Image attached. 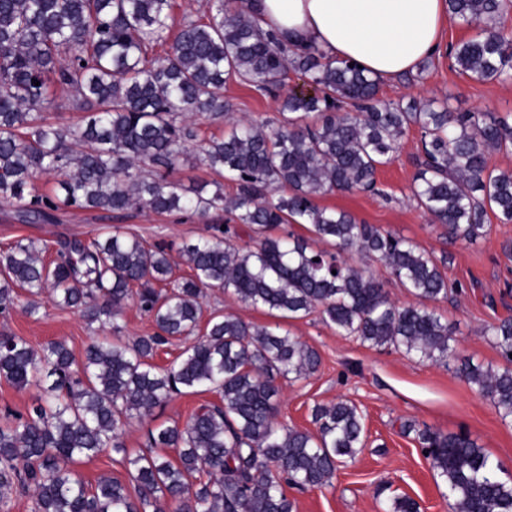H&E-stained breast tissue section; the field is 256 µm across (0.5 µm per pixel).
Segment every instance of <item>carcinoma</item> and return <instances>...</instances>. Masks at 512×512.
I'll return each instance as SVG.
<instances>
[{
  "mask_svg": "<svg viewBox=\"0 0 512 512\" xmlns=\"http://www.w3.org/2000/svg\"><path fill=\"white\" fill-rule=\"evenodd\" d=\"M448 13L484 35L450 48L459 70L477 80L512 78V38L497 21L505 0H447ZM173 0H0V200L16 203L35 222L63 207L156 213L227 211L224 236L182 248L192 270L171 280L166 248L114 233L104 240L74 238L51 262L48 247L17 244L0 260V311L16 289L83 313L88 323L119 329L131 300L156 331L131 342L94 343L78 363L61 341L32 348L0 335V380L39 386L26 414L0 423V510L20 485L34 512H293L283 484L301 490L332 483L339 467L365 447L362 412L350 401L316 405L317 434L278 426L276 379L306 378L315 350L267 326L214 315L204 333L163 369L150 359L176 336L198 329L206 288L290 317L320 310L341 336L390 347L422 361L455 358L448 322L422 304L398 305L382 282L347 264L359 252L385 262L418 299L448 296L438 260L416 244L358 222L350 213L318 206L329 191L375 190L379 166L389 163L413 127L421 131L423 161L412 196L455 239L485 236L487 210L512 224V171L488 166V156L512 149V117L450 112L416 102L383 103L378 82L349 60L331 61L319 48L291 53L228 0H209L207 20H187L170 36ZM169 46L160 55L156 48ZM311 90L280 100L279 126L236 122L201 147V161L237 185L189 195L149 167L176 169L197 131L177 122L187 113L214 118L232 110L224 84L235 80L262 92L289 72ZM39 85H34V82ZM52 85L73 92L70 107L85 113L74 125L46 122L60 107ZM345 106L352 112H340ZM314 116V121L306 119ZM39 177L56 179L50 195L32 194ZM281 224H307L336 254L315 250L292 233L265 237L253 249L231 242L237 227L255 233ZM171 286L163 294L156 285ZM483 333L503 364L465 361L460 376L512 424V318ZM214 389L219 401L200 406L184 423L148 432V447L176 458L133 455L126 427L174 393ZM422 452L454 499V512H512V478L468 436L425 429ZM122 456L135 493L117 479L86 486L72 464L106 449Z\"/></svg>",
  "mask_w": 512,
  "mask_h": 512,
  "instance_id": "1",
  "label": "carcinoma"
}]
</instances>
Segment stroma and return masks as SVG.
Instances as JSON below:
<instances>
[{
    "label": "stroma",
    "mask_w": 512,
    "mask_h": 512,
    "mask_svg": "<svg viewBox=\"0 0 512 512\" xmlns=\"http://www.w3.org/2000/svg\"><path fill=\"white\" fill-rule=\"evenodd\" d=\"M382 100L447 101L454 112H496L512 116V80L478 81L458 71L449 55L433 58L422 74L403 78L380 88ZM232 105L229 115L215 119L195 114L190 118L199 139L221 137L233 121L248 120L274 129L278 104L253 87L234 81L224 87ZM421 133L411 129L395 158L378 167V193L328 192L317 197L319 206L349 212L359 222L409 240L436 258L445 259L442 271L459 292L434 301L436 312L447 319L454 332L459 359L484 365L502 360L484 336L485 326L512 317V224H502L487 214L488 235L473 243L449 237L445 226L411 197L419 172L417 157ZM185 189L199 186L207 192L223 189L232 197V182L218 176L189 148L186 158L170 175ZM227 212L201 216L191 212L158 214L138 209L121 214L63 208L53 220L29 223L14 204L0 201V253L17 243H34L57 249L61 242L104 237L118 232L136 236L147 244L166 245L174 277L186 276L189 268L180 255L188 243L210 236L216 224L230 223ZM29 296L20 292L14 307L0 313V333L22 337L34 348L64 341L74 357L103 336L88 325L78 310L58 306L42 294L38 314L26 312ZM204 317L232 314L256 325L280 327L315 349L321 359L318 370L307 378L278 379V424L315 432L312 409L341 399L354 403L365 417L366 446L357 458L340 467L330 485L301 491L287 488L294 512H386L392 497L407 496L420 512H454L444 482L421 451L417 432L423 427L446 434L465 433L499 466L500 474L512 476V425L504 424L489 399L467 384L455 369L422 361L403 352L372 347L335 330L313 313L287 318L278 312L238 301L218 288L205 290L200 300ZM206 390L173 395L148 415L133 418L126 429L130 453L147 452L148 429L186 421L201 405L218 401Z\"/></svg>",
    "instance_id": "35a3bbf8"
}]
</instances>
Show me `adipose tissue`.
<instances>
[{
    "label": "adipose tissue",
    "mask_w": 512,
    "mask_h": 512,
    "mask_svg": "<svg viewBox=\"0 0 512 512\" xmlns=\"http://www.w3.org/2000/svg\"><path fill=\"white\" fill-rule=\"evenodd\" d=\"M241 6L285 46L322 49L380 82L415 73L445 49L446 0H242Z\"/></svg>",
    "instance_id": "obj_1"
}]
</instances>
